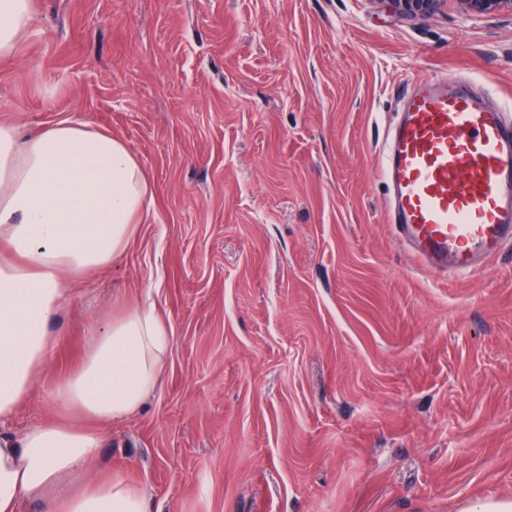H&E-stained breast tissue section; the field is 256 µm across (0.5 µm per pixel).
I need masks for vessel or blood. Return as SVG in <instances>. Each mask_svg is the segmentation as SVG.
<instances>
[{
  "label": "vessel or blood",
  "instance_id": "1",
  "mask_svg": "<svg viewBox=\"0 0 512 512\" xmlns=\"http://www.w3.org/2000/svg\"><path fill=\"white\" fill-rule=\"evenodd\" d=\"M381 169L386 219L421 269L469 275L512 244V114L476 80L413 79Z\"/></svg>",
  "mask_w": 512,
  "mask_h": 512
}]
</instances>
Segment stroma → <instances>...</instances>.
Instances as JSON below:
<instances>
[{
  "label": "stroma",
  "instance_id": "stroma-1",
  "mask_svg": "<svg viewBox=\"0 0 512 512\" xmlns=\"http://www.w3.org/2000/svg\"><path fill=\"white\" fill-rule=\"evenodd\" d=\"M512 94V16L459 0H38L0 62V125L121 138L151 216L72 280L57 357L11 423L51 415L93 320L159 286L158 392L102 428L86 477L154 512H477L512 499V246L439 279L385 224L403 81Z\"/></svg>",
  "mask_w": 512,
  "mask_h": 512
}]
</instances>
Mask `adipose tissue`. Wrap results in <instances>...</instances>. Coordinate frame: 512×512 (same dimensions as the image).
Instances as JSON below:
<instances>
[{"instance_id":"obj_1","label":"adipose tissue","mask_w":512,"mask_h":512,"mask_svg":"<svg viewBox=\"0 0 512 512\" xmlns=\"http://www.w3.org/2000/svg\"><path fill=\"white\" fill-rule=\"evenodd\" d=\"M35 6L0 0V61L31 36ZM153 198L146 170L110 133L62 120L22 138L0 125V512L24 500L42 512H152L143 489L81 474L102 440L86 421H121L160 387L172 333L155 306L92 324L83 362L52 389L56 417L19 435L9 425L54 356L50 326L69 279L121 259Z\"/></svg>"}]
</instances>
